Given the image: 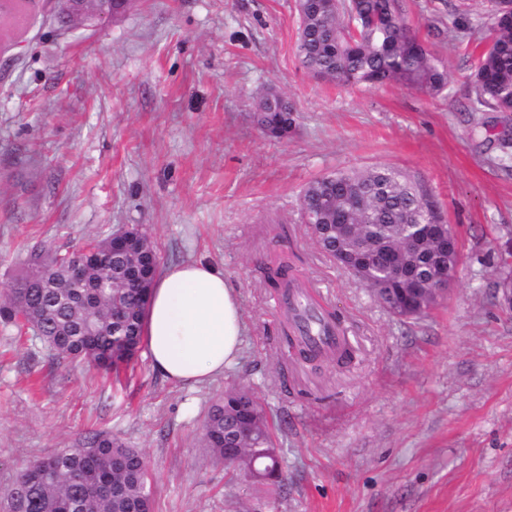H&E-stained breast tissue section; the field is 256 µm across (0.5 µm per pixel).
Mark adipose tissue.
I'll return each instance as SVG.
<instances>
[{
    "label": "adipose tissue",
    "mask_w": 512,
    "mask_h": 512,
    "mask_svg": "<svg viewBox=\"0 0 512 512\" xmlns=\"http://www.w3.org/2000/svg\"><path fill=\"white\" fill-rule=\"evenodd\" d=\"M143 324L154 369L172 383L194 385L223 373L236 357L242 310L214 266L176 263L155 277Z\"/></svg>",
    "instance_id": "1"
}]
</instances>
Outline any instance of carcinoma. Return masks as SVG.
Masks as SVG:
<instances>
[{
  "label": "carcinoma",
  "mask_w": 512,
  "mask_h": 512,
  "mask_svg": "<svg viewBox=\"0 0 512 512\" xmlns=\"http://www.w3.org/2000/svg\"><path fill=\"white\" fill-rule=\"evenodd\" d=\"M297 55L313 76L341 86L394 83L428 94H439L448 77L441 61L410 32L399 0H299ZM483 50L474 75V103L493 112H512V13L494 7L481 37ZM261 130L275 122V137L288 135L295 124V109L278 91L268 90L255 109ZM313 213L322 224L312 230L320 248L336 265L368 287L381 282L399 288L411 274H428L436 267L434 249L418 237L419 225L429 224L435 212L427 194L394 167L364 170L338 169L303 190L300 218ZM336 224H354L369 244L371 266L360 273L356 259L334 232ZM134 257L96 270L82 283L72 281L67 266L89 258L82 250L61 254L35 248L26 254L24 270L0 302V319L18 332L28 330L60 359L82 360L115 375L128 368L141 347V318L131 319V307L146 302L135 282L153 281L158 256L145 234L136 240ZM387 251L401 253L402 275L382 262ZM266 282L280 289L292 325L284 336L287 347L303 356L328 359L336 366L350 364L354 351L347 344L328 346L339 335V320L324 315L311 303L295 297L301 283L288 269L268 266ZM376 299L399 318H418L424 312L397 311L396 298ZM236 398L253 405L254 434L243 442V452L227 468L264 484L279 477L280 448L267 415L251 392L234 390ZM239 413L214 403L204 420L203 440L212 457L224 462V445L237 434ZM55 468L39 470L41 460L29 463L0 493L5 512H154L155 493L143 454L94 432L78 448L53 455ZM101 473L108 485L101 491L76 474Z\"/></svg>",
  "instance_id": "obj_1"
}]
</instances>
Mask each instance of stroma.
<instances>
[{
	"label": "stroma",
	"instance_id": "1",
	"mask_svg": "<svg viewBox=\"0 0 512 512\" xmlns=\"http://www.w3.org/2000/svg\"><path fill=\"white\" fill-rule=\"evenodd\" d=\"M400 4L446 67L439 95L315 78L296 0H137L77 29L39 7L0 15V291L32 246L73 251L131 225L161 265L222 271L245 324L236 362L181 386L147 353L116 378L0 323V489L104 431L144 454L159 512H512V310L497 288L512 169L496 163L512 112L472 104L491 2ZM270 86L296 109L282 139L253 122ZM375 165L430 194L458 239L451 293L417 320L390 315L299 219L311 181ZM282 258L338 317L350 366L313 372L284 354L263 275ZM235 383L277 430L282 481L230 478L203 445Z\"/></svg>",
	"mask_w": 512,
	"mask_h": 512
}]
</instances>
